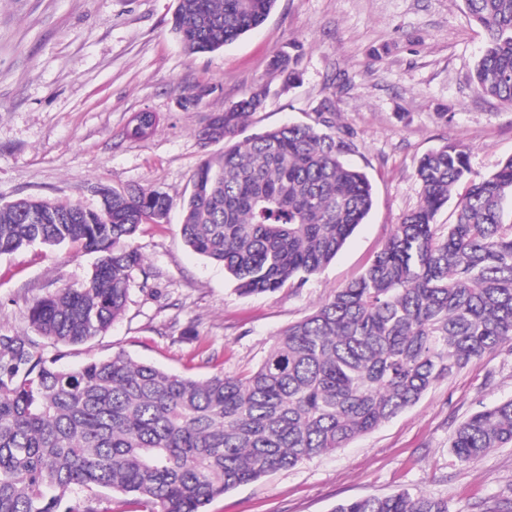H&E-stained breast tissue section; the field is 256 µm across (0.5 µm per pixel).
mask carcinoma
Wrapping results in <instances>:
<instances>
[{
    "label": "carcinoma",
    "mask_w": 512,
    "mask_h": 512,
    "mask_svg": "<svg viewBox=\"0 0 512 512\" xmlns=\"http://www.w3.org/2000/svg\"><path fill=\"white\" fill-rule=\"evenodd\" d=\"M276 0H179L170 31L190 54L210 53L260 26ZM486 41L477 92L512 104V0H464ZM298 55L274 68L299 80ZM259 87L209 117L203 159L183 199L181 235L220 264L242 295L301 288L329 264L373 207L365 172L350 165L353 133L323 102L311 124L236 137L264 107ZM420 201L363 273L275 337L252 371L205 379L133 361L123 352L73 368L38 341L0 335V512H93L81 492L132 498L138 512H208L226 492L344 448L416 404L436 383L485 353L512 349V156L472 172L454 144L416 166ZM466 184L452 221L437 223ZM173 198L114 190L97 209L25 198L0 205V255L42 244L98 254L90 277L36 300L29 322L56 346L105 333L124 312L139 226L160 223ZM512 445V398L455 430L464 464ZM512 512V498L475 504ZM333 512H449L448 499L403 490L343 501Z\"/></svg>",
    "instance_id": "carcinoma-1"
}]
</instances>
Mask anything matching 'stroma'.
<instances>
[{
  "mask_svg": "<svg viewBox=\"0 0 512 512\" xmlns=\"http://www.w3.org/2000/svg\"><path fill=\"white\" fill-rule=\"evenodd\" d=\"M178 0H0V203L25 197L96 208L97 188L132 186L170 195L162 224L141 225L124 314L63 357L124 351L133 360L194 378L239 375L265 357L276 333L357 277L418 202V159L446 143L486 175L512 156V104L474 90L483 31L463 0H277L259 28L207 54H187L170 32ZM302 47L297 84L270 61ZM207 95L186 110L197 87ZM265 87L245 135L309 123L326 100L354 133L349 157L369 177L374 206L335 259L303 288L242 296L223 266L182 239L180 201L205 153L197 132L210 114ZM149 134L125 130L139 113ZM447 120H440V113ZM95 255L33 245L0 256V334L30 336L33 302L83 282ZM512 397V350L473 359L347 448L272 473L215 499L209 512H333L346 500L403 489L473 512L474 497L512 494V447L477 463L450 451L458 425Z\"/></svg>",
  "mask_w": 512,
  "mask_h": 512,
  "instance_id": "obj_1",
  "label": "stroma"
}]
</instances>
